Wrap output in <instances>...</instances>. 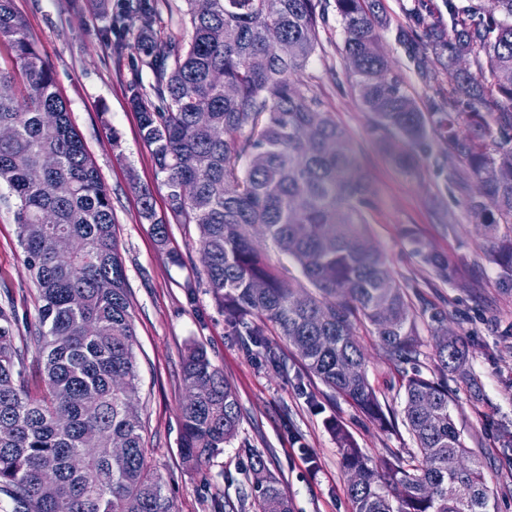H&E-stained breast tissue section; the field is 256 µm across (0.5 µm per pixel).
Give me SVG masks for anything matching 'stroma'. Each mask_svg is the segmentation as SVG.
Instances as JSON below:
<instances>
[{"instance_id":"1","label":"stroma","mask_w":512,"mask_h":512,"mask_svg":"<svg viewBox=\"0 0 512 512\" xmlns=\"http://www.w3.org/2000/svg\"><path fill=\"white\" fill-rule=\"evenodd\" d=\"M414 4L382 0L388 26L379 33V47L391 75L426 113L448 83L438 64L433 78L423 80L398 39ZM13 8L49 62L112 199L136 339L144 448L176 512H256L246 483L256 453L288 493L292 512H351L332 428H345L372 459L392 452L408 456L414 442L403 421L401 385L416 369L429 378L439 375L429 321L435 309L444 315L445 330L468 350L463 370L448 376L456 426L483 465L496 512H512V458L501 452L504 441L512 440V293L504 292L500 270L469 207L471 190L463 185L468 165L438 137L417 170L407 172L390 162L352 86L335 7L327 9L316 53L294 79L348 132L374 192L367 213L369 238L417 315L421 356L415 368L389 361L375 336L359 331L368 377L387 417L383 426L307 375L296 352L273 329H266L265 341L280 359L276 368L247 352L235 336L223 302L206 284L197 227L171 219L168 189L128 103L126 84L140 57L137 31L126 36L127 47L118 58L101 36L107 18L88 0H13ZM142 186L153 192L157 217L168 221L165 245H158L140 216ZM415 237L448 257L458 270L455 281L435 276L415 253ZM37 306L38 289L18 241L14 208L0 202V307L15 313L17 346L33 335ZM193 346L206 350L236 388L241 405L234 439L198 468L189 467L180 453L179 406L187 397L182 366Z\"/></svg>"}]
</instances>
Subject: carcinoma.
Here are the masks:
<instances>
[{
  "instance_id": "obj_1",
  "label": "carcinoma",
  "mask_w": 512,
  "mask_h": 512,
  "mask_svg": "<svg viewBox=\"0 0 512 512\" xmlns=\"http://www.w3.org/2000/svg\"><path fill=\"white\" fill-rule=\"evenodd\" d=\"M12 0H0V43L16 68L0 69V184L15 198L19 243L39 290L38 332L29 343L43 360L46 391L33 395L25 352L15 344V314L0 307V495L12 512H175L162 477L150 470L142 418L125 270L116 243L112 200L57 93L51 67L29 39ZM108 31L138 27L141 66L154 78L153 98L134 78L128 98L139 114L143 142L169 189L171 215L195 224L207 257L212 294L239 336L265 349L261 325H271L293 347L306 371L380 423L386 417L367 373L357 326L370 327L389 359L418 361L416 315L384 255L366 234L372 190L357 169L347 132L306 97L292 75L319 46L323 0H210L203 14L187 0L188 42L156 38L155 0L108 6ZM485 10L448 0L456 34L445 38L422 10L399 35L409 58L429 75L428 50L447 54L448 96L432 112L418 110L377 46L385 23L380 0H335L344 30L352 84L372 118V129L395 166L413 171L439 136L466 159L475 178L470 208L481 220L506 285H512V111L492 128L483 112L459 123L460 98L488 109L512 105V0ZM473 57L478 73L456 66ZM224 81L237 94L224 97ZM189 188L182 197L179 188ZM141 217L159 243L167 223L155 218L152 191L139 187ZM79 245L59 256L54 238ZM264 238L288 256L301 277L284 278L253 245ZM415 251L441 280L457 270L417 238ZM441 377L406 379L403 418L415 450L408 463L393 455L373 462L335 428L352 512H490L482 465L458 431L448 395V372L466 361L457 339L440 338ZM189 391H205L179 407L181 453L200 467L237 432L241 407L224 373L206 351L183 360ZM64 411V424L55 414ZM89 432L98 441L85 442ZM120 440L126 453L115 455ZM84 459L75 470L70 460ZM250 477L258 512H292L288 494L263 456L252 455Z\"/></svg>"
}]
</instances>
